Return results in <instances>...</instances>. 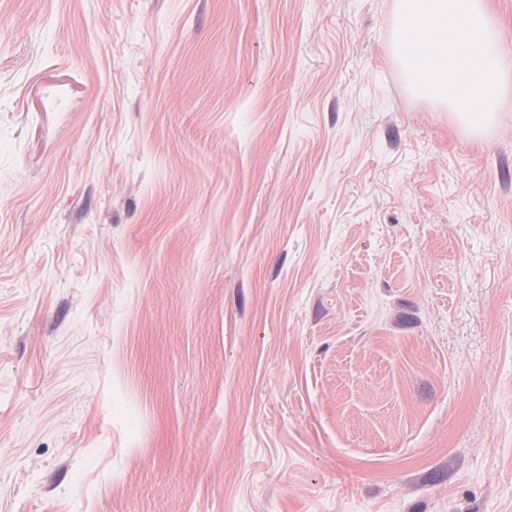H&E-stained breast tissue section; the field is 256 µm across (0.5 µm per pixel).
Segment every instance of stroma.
Wrapping results in <instances>:
<instances>
[{
  "mask_svg": "<svg viewBox=\"0 0 512 512\" xmlns=\"http://www.w3.org/2000/svg\"><path fill=\"white\" fill-rule=\"evenodd\" d=\"M399 0H0V512H512V87Z\"/></svg>",
  "mask_w": 512,
  "mask_h": 512,
  "instance_id": "stroma-1",
  "label": "stroma"
}]
</instances>
